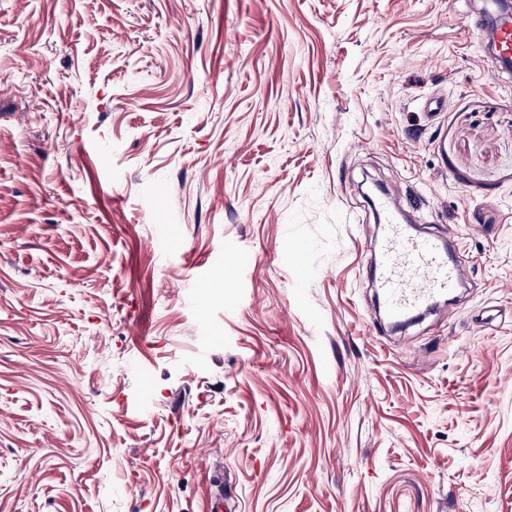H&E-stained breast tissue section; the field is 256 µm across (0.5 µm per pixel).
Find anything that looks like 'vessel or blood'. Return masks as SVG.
I'll list each match as a JSON object with an SVG mask.
<instances>
[{"label": "vessel or blood", "instance_id": "vessel-or-blood-1", "mask_svg": "<svg viewBox=\"0 0 512 512\" xmlns=\"http://www.w3.org/2000/svg\"><path fill=\"white\" fill-rule=\"evenodd\" d=\"M491 23L500 58L511 60L512 16L496 15ZM371 205L380 228L378 302L387 320L401 325L420 311L434 309L440 297L455 294L461 280L441 239L412 235L386 194L374 195Z\"/></svg>", "mask_w": 512, "mask_h": 512}]
</instances>
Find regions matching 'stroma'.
I'll use <instances>...</instances> for the list:
<instances>
[{"instance_id":"obj_1","label":"stroma","mask_w":512,"mask_h":512,"mask_svg":"<svg viewBox=\"0 0 512 512\" xmlns=\"http://www.w3.org/2000/svg\"><path fill=\"white\" fill-rule=\"evenodd\" d=\"M487 8L0 0V512H512ZM368 180L471 284L398 333Z\"/></svg>"}]
</instances>
